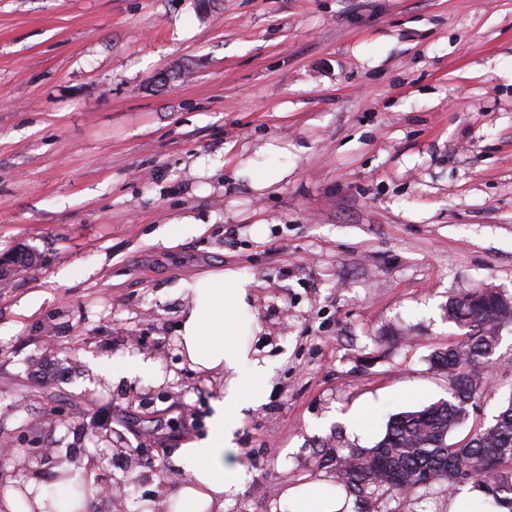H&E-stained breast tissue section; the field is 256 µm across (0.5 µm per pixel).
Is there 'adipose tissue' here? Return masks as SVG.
Here are the masks:
<instances>
[{
  "label": "adipose tissue",
  "instance_id": "adipose-tissue-1",
  "mask_svg": "<svg viewBox=\"0 0 512 512\" xmlns=\"http://www.w3.org/2000/svg\"><path fill=\"white\" fill-rule=\"evenodd\" d=\"M189 303L180 323L181 353L192 369L228 373V387L215 401L206 438L187 444L182 456L190 477L176 484L161 505L145 502L142 512H224V504L242 490L246 470L233 434L244 404L264 399L272 367L251 357L248 339L258 325L246 279L239 271L219 269L183 282ZM342 488L309 481L286 487L280 512H353Z\"/></svg>",
  "mask_w": 512,
  "mask_h": 512
}]
</instances>
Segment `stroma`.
Wrapping results in <instances>:
<instances>
[{"mask_svg":"<svg viewBox=\"0 0 512 512\" xmlns=\"http://www.w3.org/2000/svg\"><path fill=\"white\" fill-rule=\"evenodd\" d=\"M182 215L206 233L156 242ZM22 254L0 277L1 473L52 491L64 470L112 475L122 493L87 512H140L186 481L180 450L228 381L183 359L175 287L224 267L251 282L272 366L224 512L335 482L324 442L372 447L391 415L447 397L428 359L462 334L449 294L512 296V0H0V256ZM136 356L156 374L124 377ZM493 362L453 440L512 396V325Z\"/></svg>","mask_w":512,"mask_h":512,"instance_id":"1","label":"stroma"}]
</instances>
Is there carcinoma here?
Here are the masks:
<instances>
[{
    "instance_id": "obj_1",
    "label": "carcinoma",
    "mask_w": 512,
    "mask_h": 512,
    "mask_svg": "<svg viewBox=\"0 0 512 512\" xmlns=\"http://www.w3.org/2000/svg\"><path fill=\"white\" fill-rule=\"evenodd\" d=\"M444 314L465 330L461 340L429 358L430 370L448 380V397L391 416L373 447L331 452L323 461L335 469L346 492L363 499L435 485L452 492L473 479L488 504L512 509V395L489 425L461 444L449 442L490 385L482 364L494 355L500 330L512 324V297L494 288H470L449 296Z\"/></svg>"
}]
</instances>
